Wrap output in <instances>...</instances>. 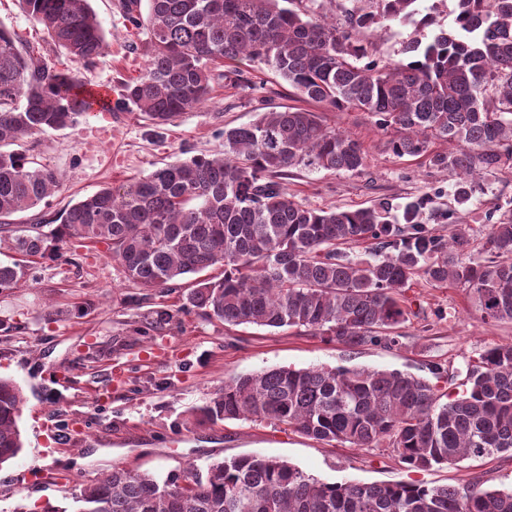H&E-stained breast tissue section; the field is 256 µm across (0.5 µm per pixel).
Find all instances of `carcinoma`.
<instances>
[{"instance_id": "1", "label": "carcinoma", "mask_w": 512, "mask_h": 512, "mask_svg": "<svg viewBox=\"0 0 512 512\" xmlns=\"http://www.w3.org/2000/svg\"><path fill=\"white\" fill-rule=\"evenodd\" d=\"M53 45L85 69L104 53V30L89 0H16ZM121 0L135 27L147 25L148 59L123 84L114 109H132L161 129L210 93V65L251 60L270 66L301 99L330 111L366 113L390 132L386 148L458 176L457 204L473 177L512 160V0H456L451 26L408 41L405 58H372L363 31L407 21L418 0H351L342 23L324 0ZM74 69L35 57L0 27V233L27 256L59 257L47 239L107 243L125 278L148 291L187 286V302L229 326L304 328L350 349L400 345L417 276L469 293L487 323L512 322V209L483 214L481 259L464 260L470 226L450 240L422 223L429 197L322 209L288 196L297 166L361 173L362 143L312 110L268 106L248 126L224 130V156H194L68 205L46 235L15 234L12 217L53 195L59 174L5 146L75 125L90 108ZM441 139L451 145L434 151ZM370 241L356 260L343 246ZM221 265L224 276L202 273ZM26 265L0 263V294ZM432 379L363 367L277 368L240 375L196 409L200 423L285 425L324 443L385 448L408 470L512 453V342L483 351L460 383L440 363ZM22 389L0 378V465L23 448ZM73 512H512V489L460 490L421 481L325 482L275 457L240 455L192 464L181 476L113 468L83 488Z\"/></svg>"}]
</instances>
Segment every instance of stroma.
Returning a JSON list of instances; mask_svg holds the SVG:
<instances>
[{"instance_id":"35a3bbf8","label":"stroma","mask_w":512,"mask_h":512,"mask_svg":"<svg viewBox=\"0 0 512 512\" xmlns=\"http://www.w3.org/2000/svg\"><path fill=\"white\" fill-rule=\"evenodd\" d=\"M120 0H90L108 42L105 54L84 71L88 84L107 85L119 98L136 78L148 53L146 29L123 17ZM0 25L57 68L68 58L29 20L16 0H0ZM412 21L385 22L365 30L377 59L397 60L407 41L430 36ZM208 101L156 129L137 113L94 112L76 126L25 138L21 148L63 176L60 190L33 209L15 215L16 225L47 224L68 204L105 186L117 187L164 164L224 152L225 129L254 122L264 104L294 106L291 86L257 61H226L212 68ZM326 124L364 146L368 165L359 175L291 169L286 185L295 200L315 208L355 209L388 198L401 203L424 193L437 206L454 204L455 179L423 159L398 158L386 149V132L366 113L323 111ZM467 204L456 206L470 224L465 256L480 258L485 207L512 201V163L486 175ZM57 260L30 257L27 281L0 294V376L22 389L19 456L0 465V512H72L82 489L120 467L159 478L182 474L187 465L237 455L276 457L326 482L387 484L422 480L459 488L481 481L512 487V455L498 454L405 469L381 448L326 445L292 428L248 420L196 425L192 412L232 378L280 367L362 366L429 377L438 362L460 372L488 347L512 342V322L485 324L468 293L448 285L415 281L407 295L413 316L402 328L400 348L349 350L294 328L228 326L189 308L185 289L147 291L128 282L106 243L71 238ZM182 435L165 448L166 435ZM52 467L56 478L22 487L17 475L32 466Z\"/></svg>"}]
</instances>
